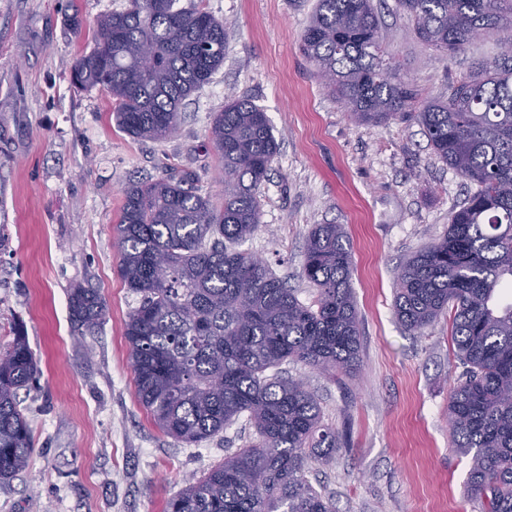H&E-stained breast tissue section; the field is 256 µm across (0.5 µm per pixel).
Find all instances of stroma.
Masks as SVG:
<instances>
[{"label": "stroma", "instance_id": "obj_1", "mask_svg": "<svg viewBox=\"0 0 512 512\" xmlns=\"http://www.w3.org/2000/svg\"><path fill=\"white\" fill-rule=\"evenodd\" d=\"M316 4L204 0L227 24L224 63L186 100L177 132L153 142L115 126L105 91L69 83L97 18L128 0H0V350L20 329L39 368L20 393L34 448L23 472L0 484V512H165L189 479L247 436L240 421L189 447L139 404L124 336L139 298L118 275L113 233L132 181L188 171L223 205L209 131L230 94L262 109L279 143L260 188V227L241 251L266 260L308 304L316 290L301 269L312 225H343L352 244L358 369L332 378L300 362L284 366L343 436L330 459L311 463L309 481L336 512H481L467 494L469 459L450 442L448 394L464 367L448 318L410 332L393 310L396 267L445 233L471 186L417 123L350 120L299 49ZM377 9L390 53L424 98L446 93L473 63L494 61L512 39L506 28L446 60L414 36L396 0ZM77 284L107 305L79 337L68 309Z\"/></svg>", "mask_w": 512, "mask_h": 512}]
</instances>
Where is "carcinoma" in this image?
I'll use <instances>...</instances> for the list:
<instances>
[{
	"label": "carcinoma",
	"mask_w": 512,
	"mask_h": 512,
	"mask_svg": "<svg viewBox=\"0 0 512 512\" xmlns=\"http://www.w3.org/2000/svg\"><path fill=\"white\" fill-rule=\"evenodd\" d=\"M417 39L452 57L470 32L512 27V0H397ZM129 0L96 21L94 46L70 83L112 96L118 129L134 140L164 141L187 98L224 64L226 23L202 7ZM373 0H317L301 52L323 86L358 124L393 119L422 125L436 154L477 190L451 212L448 231L396 270L395 313L408 331L450 311V336L464 372L448 395L454 449L470 458L468 492L485 512H512V41L492 63L477 64L421 101L384 59ZM150 68L140 67L144 45ZM211 142L224 172V205L200 193L192 175L124 186L114 227L119 275L140 296L129 314L138 400L155 425L187 445L206 441L241 417L245 444L170 498L165 512H335L310 484L309 461L340 447L322 423L318 399L281 374L290 361L322 374L359 364L361 323L352 292V251L340 224L309 230L302 277L314 304L268 264L236 249L261 218L259 187L279 151L266 113L230 96L214 114ZM98 290L70 289L75 331L105 314ZM38 374L26 336L14 331L0 353V482L21 472L33 438L20 391Z\"/></svg>",
	"instance_id": "1"
}]
</instances>
